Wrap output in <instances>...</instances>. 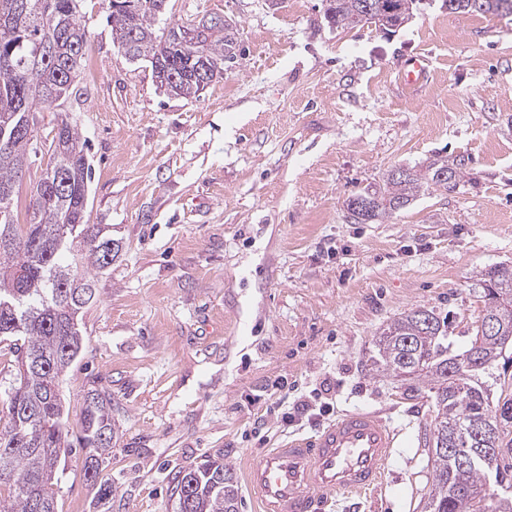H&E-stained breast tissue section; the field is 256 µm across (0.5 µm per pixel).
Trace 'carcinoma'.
I'll use <instances>...</instances> for the list:
<instances>
[{"instance_id": "obj_1", "label": "carcinoma", "mask_w": 512, "mask_h": 512, "mask_svg": "<svg viewBox=\"0 0 512 512\" xmlns=\"http://www.w3.org/2000/svg\"><path fill=\"white\" fill-rule=\"evenodd\" d=\"M86 0H0V134L3 128L35 119V114L77 100L79 76L89 30ZM108 0V23L115 35L128 38L129 59L151 66L166 89L171 79L183 97L203 90L187 74L191 56L201 52L216 73L236 57L232 27L209 23L194 45L181 42L183 25L163 20L168 0H132L114 7ZM327 17L341 29L368 24L384 27L382 18L407 20L414 0H326ZM452 12L512 15V0H451ZM58 136L37 146V134L0 145V344L15 354V368L0 411V512H56L54 475L61 454L83 452L84 477L95 490V505L104 508L112 486L100 479L105 455L112 448V399L98 389L84 393L80 418L69 424L62 395L64 377L84 347V316L97 302L95 277L118 253L112 236L88 219L93 165L77 123L69 113H55ZM44 150L53 172L68 185L45 205L37 182L32 215L17 222L16 183L22 165ZM461 164L440 157L425 167H399L380 183L353 195L347 210L357 224H372L406 208L423 190L446 187L461 177ZM484 306L480 318L496 321L503 334H475L467 348L455 351L448 341V316L434 309L402 312L373 339L365 361L369 375L389 378L415 397L433 400L425 425L424 446L432 469V486L419 503L420 512H512V465L496 463L489 473L485 448L512 444L510 384L493 396L485 374L499 360H511L512 272L494 267L479 273ZM461 374H449L448 363ZM488 421L496 432L480 437L467 421ZM497 492L488 493L489 480ZM177 512H238V486L230 465L206 459L174 474Z\"/></svg>"}]
</instances>
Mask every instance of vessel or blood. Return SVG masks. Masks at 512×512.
<instances>
[{
    "label": "vessel or blood",
    "mask_w": 512,
    "mask_h": 512,
    "mask_svg": "<svg viewBox=\"0 0 512 512\" xmlns=\"http://www.w3.org/2000/svg\"><path fill=\"white\" fill-rule=\"evenodd\" d=\"M398 435L382 412H343L312 434L251 459L247 488L259 512H327L333 497L382 486Z\"/></svg>",
    "instance_id": "obj_1"
}]
</instances>
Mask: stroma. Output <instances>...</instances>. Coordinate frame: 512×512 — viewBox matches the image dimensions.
Segmentation results:
<instances>
[{
    "instance_id": "35a3bbf8",
    "label": "stroma",
    "mask_w": 512,
    "mask_h": 512,
    "mask_svg": "<svg viewBox=\"0 0 512 512\" xmlns=\"http://www.w3.org/2000/svg\"><path fill=\"white\" fill-rule=\"evenodd\" d=\"M325 0H170L168 20L221 16L240 53L198 97L161 91L112 42L105 0L74 117L93 158L90 221L120 252L64 385L71 419L89 388L112 396L101 470L107 512H176L179 468L223 457L236 476L327 417L379 410L401 435L382 490L331 512H418L431 485L429 398L374 379L365 356L397 314H447L464 347L484 306L479 272L512 267V15L417 0L387 31L328 23ZM420 56L419 87L398 71ZM437 157L462 178L375 224L347 199L389 170ZM328 401L284 425L281 407ZM80 449L63 456L58 512H96Z\"/></svg>"
}]
</instances>
